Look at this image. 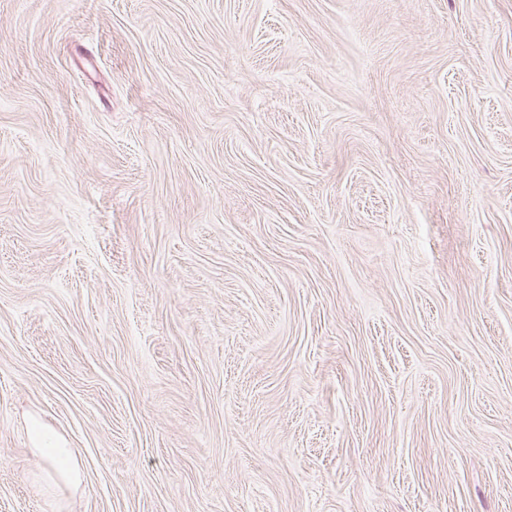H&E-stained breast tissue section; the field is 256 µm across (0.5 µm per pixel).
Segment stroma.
Masks as SVG:
<instances>
[{"label":"stroma","instance_id":"35a3bbf8","mask_svg":"<svg viewBox=\"0 0 512 512\" xmlns=\"http://www.w3.org/2000/svg\"><path fill=\"white\" fill-rule=\"evenodd\" d=\"M0 512H512V0H0ZM36 442L38 449L47 458L55 477L66 484H76L80 481V469L69 448H65L45 433H37Z\"/></svg>","mask_w":512,"mask_h":512}]
</instances>
